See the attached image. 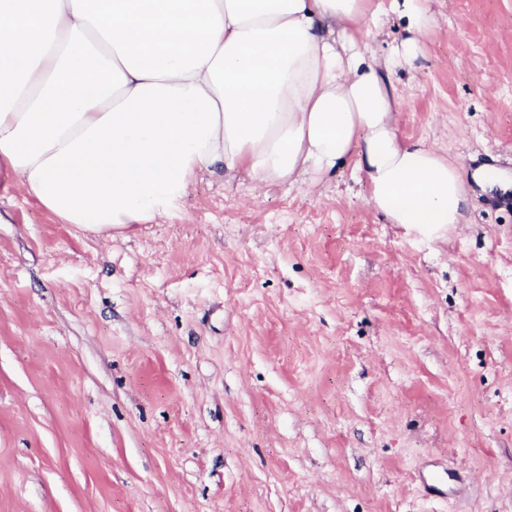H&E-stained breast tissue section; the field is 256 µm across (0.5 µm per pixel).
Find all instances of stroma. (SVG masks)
<instances>
[{
  "label": "stroma",
  "mask_w": 512,
  "mask_h": 512,
  "mask_svg": "<svg viewBox=\"0 0 512 512\" xmlns=\"http://www.w3.org/2000/svg\"><path fill=\"white\" fill-rule=\"evenodd\" d=\"M398 136L468 221L388 223L352 162L223 171L106 240L0 172V512H512V0H430Z\"/></svg>",
  "instance_id": "35a3bbf8"
}]
</instances>
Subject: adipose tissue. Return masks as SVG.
I'll list each match as a JSON object with an SVG mask.
<instances>
[{
	"mask_svg": "<svg viewBox=\"0 0 512 512\" xmlns=\"http://www.w3.org/2000/svg\"><path fill=\"white\" fill-rule=\"evenodd\" d=\"M407 38L361 47L395 12ZM429 0H0V171L100 237L223 170L295 186L353 159L389 223L466 221L460 168L403 142L392 74Z\"/></svg>",
	"mask_w": 512,
	"mask_h": 512,
	"instance_id": "1",
	"label": "adipose tissue"
}]
</instances>
